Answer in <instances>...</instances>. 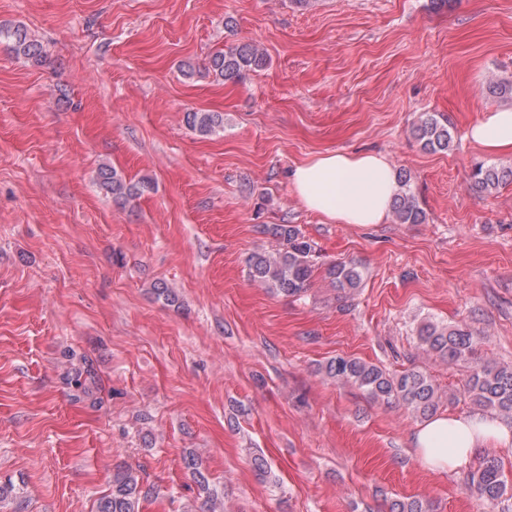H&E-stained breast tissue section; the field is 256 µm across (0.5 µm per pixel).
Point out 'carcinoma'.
I'll return each instance as SVG.
<instances>
[{
    "instance_id": "obj_1",
    "label": "carcinoma",
    "mask_w": 512,
    "mask_h": 512,
    "mask_svg": "<svg viewBox=\"0 0 512 512\" xmlns=\"http://www.w3.org/2000/svg\"><path fill=\"white\" fill-rule=\"evenodd\" d=\"M2 39L8 41L9 50L17 57L22 56L34 62L43 58L41 43L24 26L0 28ZM262 64L263 55L257 49L242 45L228 51L214 52L209 57L208 69L218 80L235 81ZM487 90L493 97L512 101V80L493 82ZM186 123L199 135L208 136L223 125V118L214 112H188ZM415 131L423 147L430 151L446 152L452 146L453 138L448 123L434 113L422 114ZM97 179L106 194L121 201L140 195L149 185L147 181L127 183L106 165L99 168ZM471 180L477 187L491 191L512 181V170L478 165L472 171ZM399 183L400 192L392 205L396 222L422 223L424 213L411 190L409 180L401 176ZM266 230L279 242L280 249L272 255L253 257L250 276L273 294L295 296L304 292L312 275L313 245L294 224H272L266 226ZM329 277L334 287L344 293L358 288L361 282V273L350 264L332 266ZM418 340L425 351L450 365L474 364L473 373L463 386V393L482 410L512 419V366L480 362L476 354L482 337L459 325L440 326L427 322L419 328ZM324 371L330 378L358 386L376 402L399 403L422 418L435 413L442 402V396L431 377L418 368L393 374L355 358L338 356L327 362ZM183 463L199 486L208 489V479L200 469L196 455L191 451L186 453ZM467 490L482 503L495 506L512 492V486L507 483L501 462L486 456L471 473ZM151 492L152 489L139 484L132 472L119 469L112 477V492L97 500L96 512H138L139 499L148 498ZM390 512H428V506L418 499L395 500Z\"/></svg>"
}]
</instances>
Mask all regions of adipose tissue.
I'll return each mask as SVG.
<instances>
[{
    "label": "adipose tissue",
    "instance_id": "adipose-tissue-1",
    "mask_svg": "<svg viewBox=\"0 0 512 512\" xmlns=\"http://www.w3.org/2000/svg\"><path fill=\"white\" fill-rule=\"evenodd\" d=\"M467 139L492 154H512V108L484 115L466 132ZM301 204L330 222L368 226L385 223L400 190L397 172L379 153L334 151L315 155L292 173ZM512 446V426L493 416L440 415L412 436L421 465L434 472L466 469L488 442Z\"/></svg>",
    "mask_w": 512,
    "mask_h": 512
}]
</instances>
